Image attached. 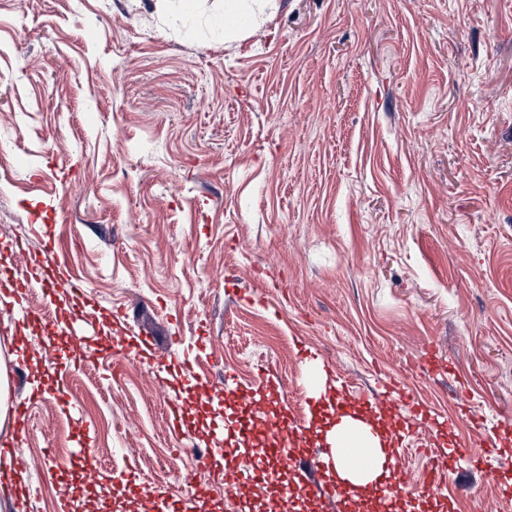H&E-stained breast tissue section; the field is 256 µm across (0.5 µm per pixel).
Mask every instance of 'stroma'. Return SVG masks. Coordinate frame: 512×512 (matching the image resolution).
<instances>
[{
  "mask_svg": "<svg viewBox=\"0 0 512 512\" xmlns=\"http://www.w3.org/2000/svg\"><path fill=\"white\" fill-rule=\"evenodd\" d=\"M224 0H0V264L53 244L91 300L89 330L150 340L67 363L0 475V512H155L212 473L187 456L200 407L177 365L291 395L338 387L413 405L385 431L410 482L493 438L488 476L460 459L437 512L512 503V0H268L236 35ZM318 378H311L310 370ZM179 398L193 420L175 430ZM107 458L75 489L76 427ZM166 458L163 481L149 474ZM213 512H301L283 494Z\"/></svg>",
  "mask_w": 512,
  "mask_h": 512,
  "instance_id": "stroma-1",
  "label": "stroma"
}]
</instances>
